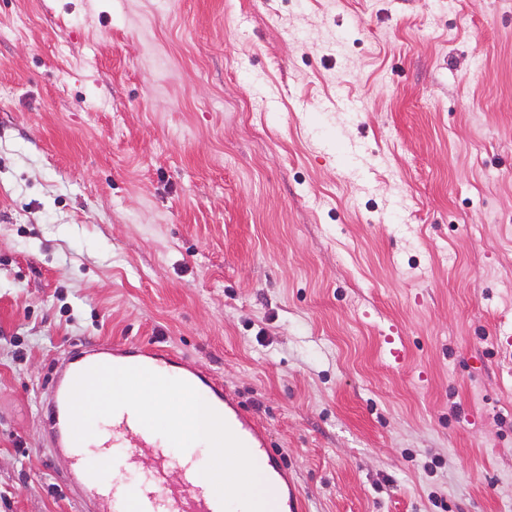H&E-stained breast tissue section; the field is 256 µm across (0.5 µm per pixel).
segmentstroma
Instances as JSON below:
<instances>
[{
	"instance_id": "35a3bbf8",
	"label": "stroma",
	"mask_w": 512,
	"mask_h": 512,
	"mask_svg": "<svg viewBox=\"0 0 512 512\" xmlns=\"http://www.w3.org/2000/svg\"><path fill=\"white\" fill-rule=\"evenodd\" d=\"M147 341L306 512H512V0H0V512H82L45 385Z\"/></svg>"
}]
</instances>
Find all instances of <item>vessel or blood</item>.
<instances>
[{
    "label": "vessel or blood",
    "instance_id": "vessel-or-blood-1",
    "mask_svg": "<svg viewBox=\"0 0 512 512\" xmlns=\"http://www.w3.org/2000/svg\"><path fill=\"white\" fill-rule=\"evenodd\" d=\"M98 365L143 367L189 383L246 446L260 473L262 490L271 495V512H302L300 491L288 478L285 458L273 449L264 428L225 389L217 375L166 347L139 342L71 347L64 372L52 376L45 389L43 409L49 443L56 453L72 458L67 482L81 493L83 512H223L213 485L200 474L194 453L173 455L131 409L122 408L110 416L111 437L101 448L111 451L127 468L148 466L147 480L133 493L110 490L98 468L75 454L70 392L81 373Z\"/></svg>",
    "mask_w": 512,
    "mask_h": 512
}]
</instances>
